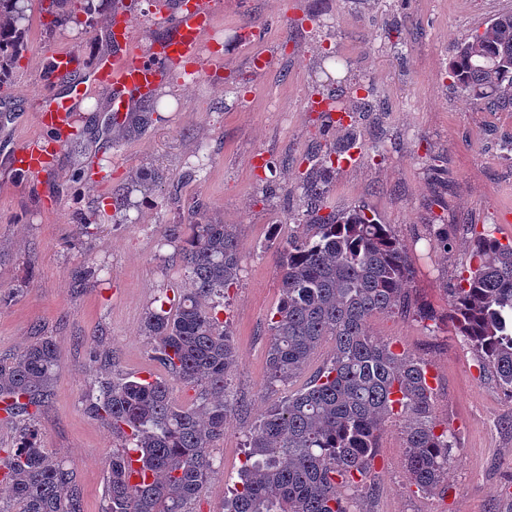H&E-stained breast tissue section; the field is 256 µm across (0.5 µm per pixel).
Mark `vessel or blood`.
Listing matches in <instances>:
<instances>
[{
  "mask_svg": "<svg viewBox=\"0 0 512 512\" xmlns=\"http://www.w3.org/2000/svg\"><path fill=\"white\" fill-rule=\"evenodd\" d=\"M218 10L217 0H172L157 19L164 35L153 38L148 52L133 49L135 24L124 0H117L108 23L110 52L99 56L92 69L98 93L109 102L114 120H122L135 105L149 104L156 90L168 83L174 67H184L186 75L201 77L218 57L207 50V36ZM73 53H53L46 79L31 100L39 127L74 126L78 120L75 103L85 96L86 87L72 63ZM67 81L70 93L56 96L51 87ZM13 171L35 174L51 166L53 151L41 135L33 134L8 151Z\"/></svg>",
  "mask_w": 512,
  "mask_h": 512,
  "instance_id": "vessel-or-blood-1",
  "label": "vessel or blood"
}]
</instances>
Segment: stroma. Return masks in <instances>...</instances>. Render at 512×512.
<instances>
[{
  "label": "stroma",
  "instance_id": "1",
  "mask_svg": "<svg viewBox=\"0 0 512 512\" xmlns=\"http://www.w3.org/2000/svg\"><path fill=\"white\" fill-rule=\"evenodd\" d=\"M213 32L223 68L198 81L176 78L156 94L163 120L135 128L146 112L108 121L97 101L81 113L75 139L62 143L51 169L13 174L0 156V358L37 336L53 337L59 365L38 438L77 476L84 512H101L105 459L116 448L111 431L86 410L95 386L94 355H109L112 377L157 370L141 331L148 308L170 289L180 260L159 247L160 224H187L193 214L235 225L242 271L224 300L237 352L228 393L240 410L212 450L220 470L203 487L192 512H224V500L246 463L244 434L267 408L300 388L328 359L324 344L291 386L269 387L268 320L280 298L270 234L286 240L302 208L298 173L309 159L354 131L355 161L332 174L327 204H365L391 226L415 271L414 293L436 310L448 308L470 247L467 225H486L512 240V112H489L455 89L448 64L458 40L512 0H223ZM22 57L0 84V146L38 132L28 93L42 81L50 55L76 48L80 77L108 47L105 22L48 32L39 11ZM402 38L389 37L393 21ZM347 62L352 82L370 90L374 112L322 116L305 102L317 97L315 68L323 55ZM266 59L255 69L256 55ZM159 172L161 186L139 200L124 222L112 219V198L139 171ZM273 185L276 196L262 199ZM444 216L451 245L429 247L427 225ZM89 234H82V225ZM100 273L77 289L74 267ZM371 334L398 343L427 362L433 417L456 435L445 495L419 491L402 466L406 421L385 425L378 456L358 497L357 512H512V399L493 376H480L462 337L398 314L378 313Z\"/></svg>",
  "mask_w": 512,
  "mask_h": 512
}]
</instances>
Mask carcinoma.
Listing matches in <instances>:
<instances>
[{"instance_id":"1","label":"carcinoma","mask_w":512,"mask_h":512,"mask_svg":"<svg viewBox=\"0 0 512 512\" xmlns=\"http://www.w3.org/2000/svg\"><path fill=\"white\" fill-rule=\"evenodd\" d=\"M68 0H49L48 31L63 20ZM28 0H0V79L16 67L30 22ZM333 101L348 98L352 112H374L368 97L347 95L325 67ZM454 83L490 110H512V12L494 15L484 29L462 38L449 64ZM336 158L326 153L304 173L303 235L279 243L281 297L269 319L267 383L286 386L325 342L330 358L299 390L265 410L248 428V464L224 500V512H352L373 467L385 423L406 420L404 467L421 491L448 489L454 433L434 422L428 364L369 331L376 313H400L446 322L464 338L512 398V243L488 230H472L464 274L450 289L448 311H437L406 285L411 261L390 225L366 205L326 215V194ZM155 177L137 173L135 187L116 201L136 206L135 191L154 189ZM430 247L448 250V227L429 225ZM159 247L181 255L184 273L168 299L150 308L141 331L152 359L167 378L115 379L95 369L99 395L87 410L121 438L106 461L102 512H189L216 473L210 449L224 438L231 416L227 377L235 348L220 319L225 292L237 283L241 253L236 227L204 217L158 226ZM78 286L97 280L94 266L74 270ZM58 368L50 336H39L0 359V420L19 427L16 448L0 457V483L16 512H82L74 471L41 448L32 424L49 404ZM195 390L179 405L176 386ZM136 472L141 482H130Z\"/></svg>"}]
</instances>
